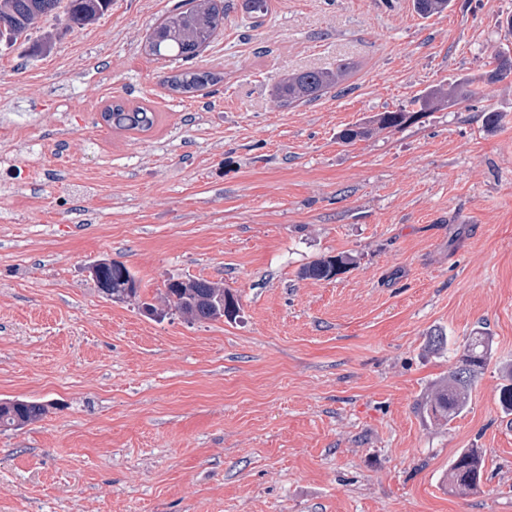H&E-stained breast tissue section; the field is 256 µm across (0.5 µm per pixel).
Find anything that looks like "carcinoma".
Returning <instances> with one entry per match:
<instances>
[{"label": "carcinoma", "instance_id": "obj_1", "mask_svg": "<svg viewBox=\"0 0 512 512\" xmlns=\"http://www.w3.org/2000/svg\"><path fill=\"white\" fill-rule=\"evenodd\" d=\"M112 0H0V42L8 45L29 36V31L41 19L52 18L69 28H83L94 23L110 8ZM417 12L431 17L444 12L450 0H414ZM269 0H242L243 12L255 25L262 24L269 13ZM228 5L224 0H177L169 14L162 19L147 38L148 51L162 59H170L191 65L201 52L212 43L224 28ZM496 67L487 77L491 83L512 72V58L503 53L496 54ZM349 65L339 63L334 69H314L294 72L282 79L274 91V103L278 108L309 104L319 99L332 88L346 80ZM223 80L219 72L187 69L166 80L169 89L181 94H195L213 87ZM467 83V89L456 86H440L431 90L425 99V111L452 106L461 99L476 94ZM102 116L112 127L121 130L148 131L155 122L152 109L137 106L126 109L122 104L107 106ZM411 120L409 111L399 109L380 112L372 120L354 125L343 131L341 140L353 143L365 139L375 132H392L403 128ZM352 263L349 256L318 260L302 271V276L314 280L328 279ZM136 278L132 272L121 279L112 275V269L101 266L97 287L104 288L108 298L125 301L138 296L132 287ZM163 303L168 310L194 321H210L233 318L239 311L238 299L227 289L204 279L193 281L172 280L165 289ZM493 342L485 331H477L469 337L458 365L448 371V376L434 384V388L421 402L425 420L434 423H449L468 407L470 391L477 374L491 360ZM506 384L499 392V403L503 412L512 414V364L503 368ZM47 405L24 399L0 400V428L20 429L41 419ZM485 459L481 448H462L448 465V484L451 490L463 489L465 494L480 490L484 475Z\"/></svg>", "mask_w": 512, "mask_h": 512}]
</instances>
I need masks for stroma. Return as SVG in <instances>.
I'll list each match as a JSON object with an SVG mask.
<instances>
[{"label":"stroma","instance_id":"35a3bbf8","mask_svg":"<svg viewBox=\"0 0 512 512\" xmlns=\"http://www.w3.org/2000/svg\"><path fill=\"white\" fill-rule=\"evenodd\" d=\"M175 2L112 0L0 50V400L50 405L0 432V512H512V73L418 104L512 50V0L428 18L414 0H270L258 27L230 0L197 61L224 80L194 97L146 46ZM341 61L340 87L275 108L285 75ZM116 101L154 127H110ZM400 107L402 129L342 142ZM346 254L333 279L300 275ZM103 258L139 299L99 292ZM172 278L224 284L237 318L146 316ZM482 327L494 356L467 410L428 423L420 402ZM462 448L485 452L466 496L444 481ZM474 80L472 82H467L466 87L469 89L461 90L456 86H450L445 88L444 85L439 86L431 90L425 99V109L421 108L420 111L429 112L436 109H442V107H450L456 104L461 99H468L469 97L476 95L477 92L474 89H470Z\"/></svg>","mask_w":512,"mask_h":512}]
</instances>
